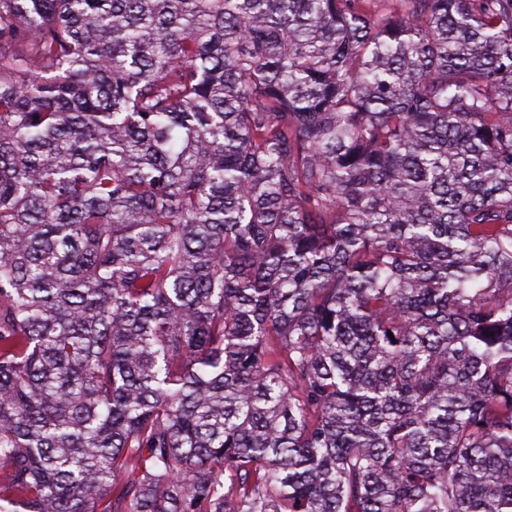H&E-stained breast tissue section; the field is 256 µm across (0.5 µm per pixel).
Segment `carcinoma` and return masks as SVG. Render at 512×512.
I'll use <instances>...</instances> for the list:
<instances>
[{"mask_svg": "<svg viewBox=\"0 0 512 512\" xmlns=\"http://www.w3.org/2000/svg\"><path fill=\"white\" fill-rule=\"evenodd\" d=\"M0 512H512V0H0Z\"/></svg>", "mask_w": 512, "mask_h": 512, "instance_id": "carcinoma-1", "label": "carcinoma"}]
</instances>
